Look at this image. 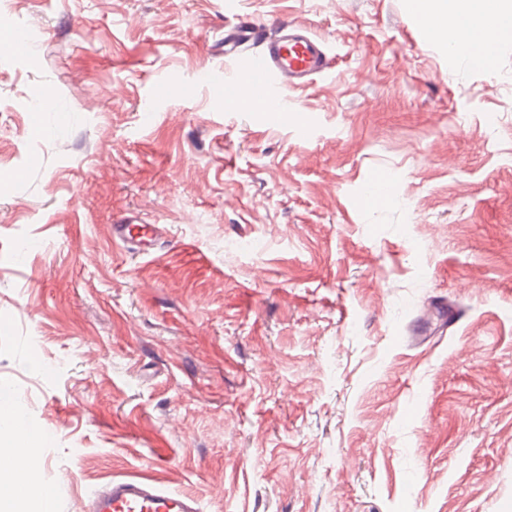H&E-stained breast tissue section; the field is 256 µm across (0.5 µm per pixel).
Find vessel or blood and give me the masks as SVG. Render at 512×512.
<instances>
[{"instance_id":"obj_1","label":"vessel or blood","mask_w":512,"mask_h":512,"mask_svg":"<svg viewBox=\"0 0 512 512\" xmlns=\"http://www.w3.org/2000/svg\"><path fill=\"white\" fill-rule=\"evenodd\" d=\"M224 57L247 70L251 99L270 104L334 67L321 38L288 22L268 33L252 21H239L224 32ZM160 233L155 224L120 221L112 226L114 241L133 254L153 249ZM89 512H200V506L190 494L166 490L151 478L132 475L112 480L96 492Z\"/></svg>"}]
</instances>
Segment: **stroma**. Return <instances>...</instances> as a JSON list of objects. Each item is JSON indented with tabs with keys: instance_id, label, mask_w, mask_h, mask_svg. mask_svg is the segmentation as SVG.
<instances>
[{
	"instance_id": "obj_1",
	"label": "stroma",
	"mask_w": 512,
	"mask_h": 512,
	"mask_svg": "<svg viewBox=\"0 0 512 512\" xmlns=\"http://www.w3.org/2000/svg\"><path fill=\"white\" fill-rule=\"evenodd\" d=\"M241 18L334 58L287 119L205 83ZM20 31L0 385L56 512L128 475L202 512H512V44L466 68L413 0H0ZM161 233L157 224H129L119 221L112 226V238L126 252L143 254L154 248Z\"/></svg>"
}]
</instances>
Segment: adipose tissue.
I'll return each instance as SVG.
<instances>
[{"label": "adipose tissue", "mask_w": 512, "mask_h": 512, "mask_svg": "<svg viewBox=\"0 0 512 512\" xmlns=\"http://www.w3.org/2000/svg\"><path fill=\"white\" fill-rule=\"evenodd\" d=\"M430 38L473 69L490 67L512 43V0H416ZM17 404L0 405V512H49L53 497L40 477L42 440Z\"/></svg>", "instance_id": "1"}]
</instances>
